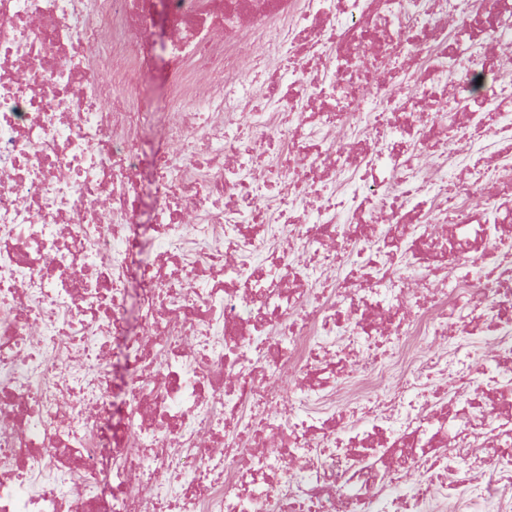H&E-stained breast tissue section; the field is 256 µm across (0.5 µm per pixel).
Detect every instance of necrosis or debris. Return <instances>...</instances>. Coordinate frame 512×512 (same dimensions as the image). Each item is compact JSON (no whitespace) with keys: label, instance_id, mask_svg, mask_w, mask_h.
Instances as JSON below:
<instances>
[{"label":"necrosis or debris","instance_id":"4bbe7bcc","mask_svg":"<svg viewBox=\"0 0 512 512\" xmlns=\"http://www.w3.org/2000/svg\"><path fill=\"white\" fill-rule=\"evenodd\" d=\"M511 47L512 0H0V512H512Z\"/></svg>","mask_w":512,"mask_h":512}]
</instances>
